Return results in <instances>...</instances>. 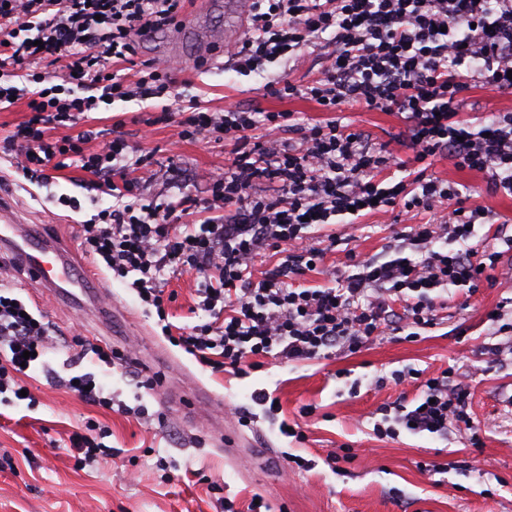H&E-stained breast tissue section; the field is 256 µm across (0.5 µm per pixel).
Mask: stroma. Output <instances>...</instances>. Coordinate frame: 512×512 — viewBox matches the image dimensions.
<instances>
[{
  "mask_svg": "<svg viewBox=\"0 0 512 512\" xmlns=\"http://www.w3.org/2000/svg\"><path fill=\"white\" fill-rule=\"evenodd\" d=\"M224 3L191 0L186 6V17L200 21L201 32L180 40L184 68L175 74L177 98L117 100L77 124L78 129L97 131L100 141L111 140L118 130L131 147L153 151V166L141 174L148 198H167L174 169L183 175L182 191L201 194L223 176L232 157L230 143L215 136L180 140L177 121L145 127L144 119L159 115L162 107L185 111L197 103L219 111L237 105L291 112L301 124L329 118L314 102L283 100L266 89L267 82L280 76L298 84L316 80L325 64L321 52L309 54L305 66L294 71L283 60L260 75L231 69L224 49L240 40L226 20ZM200 59L205 62L201 68L196 65ZM338 118L369 132L375 142L389 143L401 159H410V150L400 143L405 125L396 115L359 109ZM434 171L472 187L482 204L512 223V197L488 194L480 177L457 170L447 157L435 160ZM64 195L77 200V208L61 204ZM112 204V196L95 189L80 169L31 180L0 158V205L11 209L16 224L68 244L76 265L87 263L78 240L81 224ZM408 224L388 212L336 225L338 243L327 251L325 268L344 266L350 249L364 257L394 258L390 238ZM107 285L112 319L102 324L45 293L9 254L0 252V292L20 299L32 313L46 314L66 337L100 336L120 351L135 347L137 369L165 376L164 385L148 394L121 366L83 360L76 370L93 373L114 403L148 410L143 420L126 417L88 405L56 386L54 376L65 378L73 370L68 365L72 351L50 343L41 363L23 380L35 405L0 403V512H217L218 497L244 505L256 493L273 512H512V357L493 361L479 352L481 345L502 340L487 314L512 298V279L496 276L473 295L466 287H449L446 318L417 341L395 335L348 357L290 364L272 360L245 378L202 370L179 348L165 344L158 316L144 313L126 283L111 278ZM196 286L192 274L170 281L175 297L166 311L174 325L205 322L204 313L193 310ZM459 325L466 330L460 341L454 336ZM449 367L470 376L473 418L483 426L480 447L471 445L466 430L454 429L444 437L404 431L395 440L374 435L378 408L402 393L392 385L371 391L376 377L407 369L431 377ZM258 390L279 398V414L264 412L252 401ZM307 406L314 412L305 417L301 411ZM233 407L251 412V424L240 425L229 413ZM90 420L108 428L104 442L112 453L81 466L64 442ZM285 420L299 422L305 442L281 435ZM344 445L354 459L339 473L328 456ZM288 454L310 461V469L287 465ZM433 459L449 462L448 473L431 476L420 470V463Z\"/></svg>",
  "mask_w": 512,
  "mask_h": 512,
  "instance_id": "1",
  "label": "stroma"
}]
</instances>
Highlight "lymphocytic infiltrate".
I'll return each instance as SVG.
<instances>
[{
    "instance_id": "obj_1",
    "label": "lymphocytic infiltrate",
    "mask_w": 512,
    "mask_h": 512,
    "mask_svg": "<svg viewBox=\"0 0 512 512\" xmlns=\"http://www.w3.org/2000/svg\"><path fill=\"white\" fill-rule=\"evenodd\" d=\"M245 2L248 35L224 51L237 72H261L283 57L299 67L309 50L322 49L327 64L318 79H281L275 95L313 101L333 115L359 108L396 113L411 160L335 118L305 127L290 112L193 111L180 121V138L230 139V164L204 195L147 199L136 173L151 164V152L129 151L120 137L88 150L89 129L59 140L49 132L77 126L102 103L172 93L179 63L135 57L145 35L181 26L185 0H0V106L20 99L31 113L5 138L16 168L32 177L76 167L116 198L83 225V253L115 277L131 278L132 290L162 319L164 337L202 369L242 376L270 358L353 355L385 336L433 329L447 286L477 287L512 252V229L432 172L445 154L458 170L480 174L490 193L512 194V113L477 128L460 117L468 89L512 91V0ZM131 69L132 83L125 77ZM394 169L403 178L383 185V174ZM261 182L278 184L279 194L257 192ZM395 209L427 217L400 233L395 258L362 259L351 251L353 273L336 269L332 285L296 286V276L325 254L310 229H328L351 212ZM197 214L204 217L198 228L191 221ZM490 223L494 233L481 247L469 246L476 225ZM440 240L449 249L434 250ZM408 247L418 259L405 256ZM267 252L282 261L254 279L255 262ZM188 272L200 278L196 307L209 320L176 334L166 321L165 287ZM25 308L0 295V394L24 374V352L46 351L49 323L24 317ZM389 381L417 384L419 394L395 404L389 423H375L377 437L392 439L403 429L441 437L475 430L469 389L449 387L447 373L423 379L412 369L396 371L374 385Z\"/></svg>"
}]
</instances>
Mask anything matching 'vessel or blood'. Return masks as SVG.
<instances>
[{
  "instance_id": "vessel-or-blood-1",
  "label": "vessel or blood",
  "mask_w": 512,
  "mask_h": 512,
  "mask_svg": "<svg viewBox=\"0 0 512 512\" xmlns=\"http://www.w3.org/2000/svg\"><path fill=\"white\" fill-rule=\"evenodd\" d=\"M0 250L9 253L23 272L38 281L44 290L71 303L99 304L106 288L104 281L79 275L69 247L58 240L19 227L10 214L0 215Z\"/></svg>"
}]
</instances>
